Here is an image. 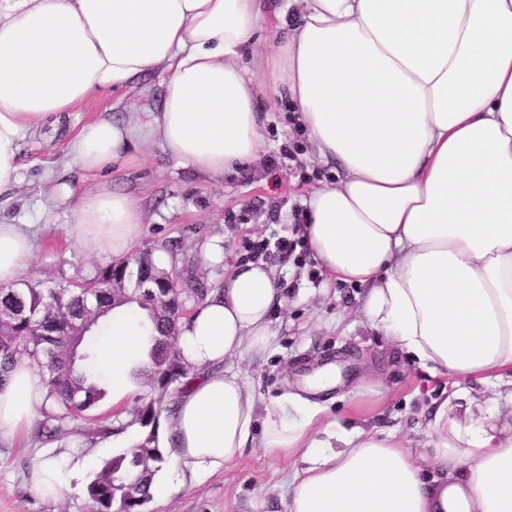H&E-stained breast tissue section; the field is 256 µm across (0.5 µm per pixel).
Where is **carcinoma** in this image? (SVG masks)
<instances>
[{
	"instance_id": "carcinoma-1",
	"label": "carcinoma",
	"mask_w": 512,
	"mask_h": 512,
	"mask_svg": "<svg viewBox=\"0 0 512 512\" xmlns=\"http://www.w3.org/2000/svg\"><path fill=\"white\" fill-rule=\"evenodd\" d=\"M212 289L175 288L178 318H183L182 296L203 301ZM135 304L148 313L153 327L150 366L139 371L159 391L137 412L134 422L146 430L131 449L105 460L86 495L93 512H141L151 500L150 488L164 462L158 447L159 417L168 411L169 389L189 374L190 367L176 351L177 333L170 318L152 305L112 297V263L97 268L90 279L72 287L24 283L0 286V386L7 383L15 363L23 356L45 374L46 394L39 407L42 420L37 437L52 440L69 422L104 398L105 383L94 372L95 344L105 327L104 318L122 306ZM87 322L85 330L72 332L70 321Z\"/></svg>"
}]
</instances>
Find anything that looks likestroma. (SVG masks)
Instances as JSON below:
<instances>
[{
  "instance_id": "stroma-1",
  "label": "stroma",
  "mask_w": 512,
  "mask_h": 512,
  "mask_svg": "<svg viewBox=\"0 0 512 512\" xmlns=\"http://www.w3.org/2000/svg\"><path fill=\"white\" fill-rule=\"evenodd\" d=\"M161 92V79L155 75L146 91L91 99L78 118L84 122L107 113L118 119L132 101L155 103ZM20 164L19 183L0 194V223L25 225L36 236L29 282L65 286L93 277L100 258L79 250L71 237L72 211L93 175L67 156L60 132L22 141ZM336 174L335 165L312 157L298 113L282 100L268 112L257 158L223 176L199 174L151 143L140 149L135 164L114 161L104 177L113 188L135 196L140 212L137 247L153 253L168 248L180 288L192 280L216 286L225 268L246 261V242L273 243L284 236L296 240L298 246L288 258L274 255L267 260L286 303L271 316L277 333L273 351L241 365L248 381L269 401L301 386L318 367L336 364L342 382L327 402L330 417L345 422L351 391L372 377L380 380L383 394L366 407L364 418L378 428L398 427L422 440L438 383L410 355L393 350L384 336L360 322L356 286L335 283L321 293L316 264L299 243L304 198L312 187L334 182ZM215 240L224 254L205 261L202 252ZM111 418V401L100 400L57 437L59 451L76 459L95 453L103 460L120 453L119 442L97 434ZM49 454L32 431L0 440V512H92L85 494L65 491L45 499L33 489L29 469ZM292 469L291 462L250 448L206 482L184 487L165 502L150 501L143 512H285L282 495Z\"/></svg>"
}]
</instances>
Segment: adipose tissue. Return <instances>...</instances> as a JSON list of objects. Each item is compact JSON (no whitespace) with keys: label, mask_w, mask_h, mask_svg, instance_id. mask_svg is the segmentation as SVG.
<instances>
[{"label":"adipose tissue","mask_w":512,"mask_h":512,"mask_svg":"<svg viewBox=\"0 0 512 512\" xmlns=\"http://www.w3.org/2000/svg\"><path fill=\"white\" fill-rule=\"evenodd\" d=\"M295 22L259 51L267 17ZM164 78L159 108L75 129L67 154L96 173L154 141L197 172L252 160L262 112L288 100L336 182L303 200V243L325 282L362 294L357 315L444 385L420 443L323 419L332 365L262 404L241 364L273 347L280 304L263 260L238 264L179 324L192 367L172 398L157 499L205 481L246 449L292 462L286 512H512V0H0V193L25 137L94 96ZM86 252L136 244L134 199L98 182L74 210ZM28 233L0 224V285H22ZM149 330L117 309L96 362L123 412ZM488 383L476 396L468 380ZM45 377L18 360L0 387V438L29 425ZM70 455L35 461L32 487L71 485Z\"/></svg>","instance_id":"adipose-tissue-1"}]
</instances>
